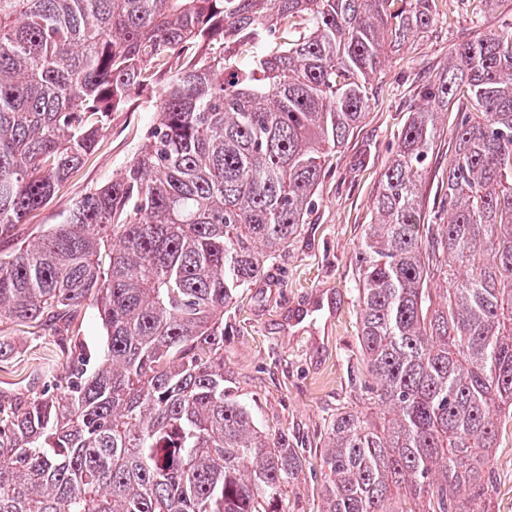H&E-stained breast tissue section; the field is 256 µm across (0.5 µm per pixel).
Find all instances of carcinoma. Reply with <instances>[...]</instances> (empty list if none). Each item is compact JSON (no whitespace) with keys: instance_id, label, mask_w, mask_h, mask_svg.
<instances>
[{"instance_id":"obj_1","label":"carcinoma","mask_w":512,"mask_h":512,"mask_svg":"<svg viewBox=\"0 0 512 512\" xmlns=\"http://www.w3.org/2000/svg\"><path fill=\"white\" fill-rule=\"evenodd\" d=\"M401 2L402 7L391 10ZM432 0H0V237L46 206L134 92L162 86L124 172L37 241L0 256V321L88 303L107 338H70L56 392L0 396V512H273L302 469L224 388V307L305 223L327 154L361 121L383 41L425 33ZM185 54L166 80L150 64ZM457 124L444 203L421 191L429 106L399 134L355 255L376 423L336 414L324 512L484 496L478 448L512 419V29L458 46L423 87ZM465 270L432 288L444 267Z\"/></svg>"}]
</instances>
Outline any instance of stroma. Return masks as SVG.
<instances>
[{
  "instance_id": "35a3bbf8",
  "label": "stroma",
  "mask_w": 512,
  "mask_h": 512,
  "mask_svg": "<svg viewBox=\"0 0 512 512\" xmlns=\"http://www.w3.org/2000/svg\"><path fill=\"white\" fill-rule=\"evenodd\" d=\"M438 15L424 37L385 46L384 64L370 78V106L349 139L328 158L315 205L288 249L224 310V385L266 433L286 432L303 459L299 475L277 499L278 512H322L329 471L322 462L327 432L344 408H372L358 342L360 307L355 254L368 224L381 176L397 136L421 102L424 85L446 72L462 43L512 28V0H436ZM155 97L133 96L114 112L109 129L57 196L26 223L0 238V255L43 235L90 190L117 178L152 125ZM441 130L428 159L422 204L433 224L448 221L440 204L443 174L455 153L456 105L436 106ZM77 337L102 352L105 337L93 307L71 326L0 323L10 355L0 362V392L20 400L40 395L46 377L60 375L59 344ZM488 463L495 479L482 505L512 512V427L503 426Z\"/></svg>"
}]
</instances>
